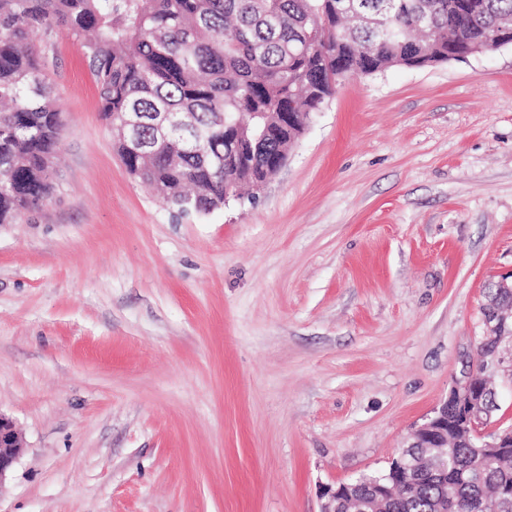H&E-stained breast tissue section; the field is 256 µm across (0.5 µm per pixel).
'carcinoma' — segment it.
I'll use <instances>...</instances> for the list:
<instances>
[{
  "mask_svg": "<svg viewBox=\"0 0 512 512\" xmlns=\"http://www.w3.org/2000/svg\"><path fill=\"white\" fill-rule=\"evenodd\" d=\"M0 0V224L51 195L63 131L48 86L52 44L30 34L65 30L95 77L103 118L143 113L169 145L136 154L112 128L126 170L179 213L224 207L227 185L253 186L293 147L303 123L336 93V79L396 66L461 61L512 42V0ZM293 112L287 125L279 113ZM496 344L480 349L471 392ZM448 406L444 466L410 474L387 512H512V446L494 453L456 431Z\"/></svg>",
  "mask_w": 512,
  "mask_h": 512,
  "instance_id": "cac0c4a2",
  "label": "carcinoma"
}]
</instances>
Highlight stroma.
<instances>
[{
	"label": "stroma",
	"mask_w": 512,
	"mask_h": 512,
	"mask_svg": "<svg viewBox=\"0 0 512 512\" xmlns=\"http://www.w3.org/2000/svg\"><path fill=\"white\" fill-rule=\"evenodd\" d=\"M54 190L0 224V512H321L478 358L512 273V46L348 78L255 196L126 171L57 32ZM486 288L489 290L488 295L492 297V301L487 306L489 315L482 318L484 341L494 339V331L500 324H504L507 318L512 320V305L508 306L502 302L505 292L512 293V281L510 283L506 280L492 282ZM24 448L14 421L0 412V486L6 480Z\"/></svg>",
	"instance_id": "35a3bbf8"
}]
</instances>
